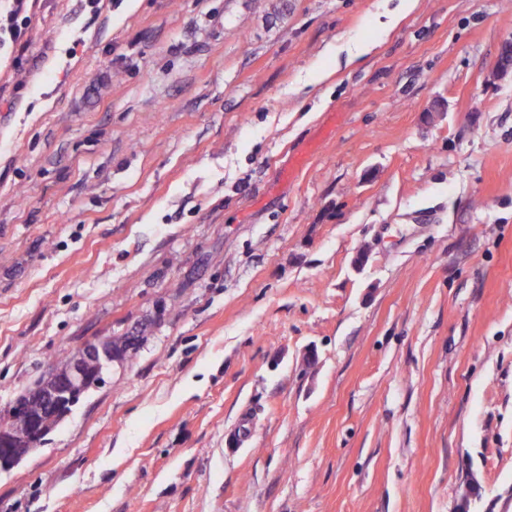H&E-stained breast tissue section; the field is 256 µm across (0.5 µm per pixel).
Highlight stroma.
I'll return each mask as SVG.
<instances>
[{
  "label": "stroma",
  "mask_w": 512,
  "mask_h": 512,
  "mask_svg": "<svg viewBox=\"0 0 512 512\" xmlns=\"http://www.w3.org/2000/svg\"><path fill=\"white\" fill-rule=\"evenodd\" d=\"M398 5L27 0L0 409L152 328L0 512H512V0Z\"/></svg>",
  "instance_id": "35a3bbf8"
}]
</instances>
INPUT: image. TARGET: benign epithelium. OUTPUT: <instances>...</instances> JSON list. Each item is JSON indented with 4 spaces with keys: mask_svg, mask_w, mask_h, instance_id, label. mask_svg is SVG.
<instances>
[{
    "mask_svg": "<svg viewBox=\"0 0 512 512\" xmlns=\"http://www.w3.org/2000/svg\"><path fill=\"white\" fill-rule=\"evenodd\" d=\"M119 361L112 340L97 337L76 347V358L65 377L58 378L52 369H47V384L39 389L40 413H35L22 397L0 412L6 421L0 427V466L8 469L20 463L49 435L52 422L59 423L70 414L75 391L102 384L111 365Z\"/></svg>",
    "mask_w": 512,
    "mask_h": 512,
    "instance_id": "1",
    "label": "benign epithelium"
}]
</instances>
